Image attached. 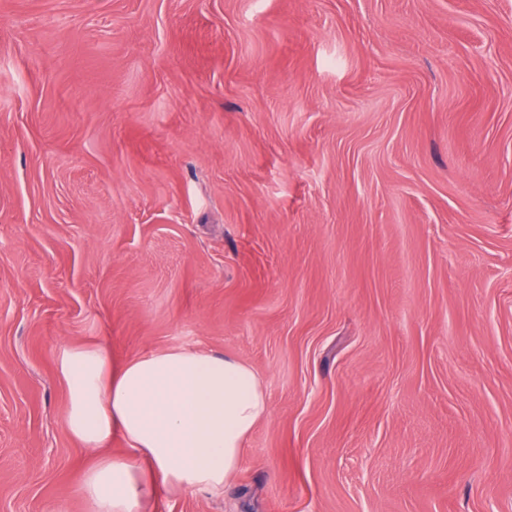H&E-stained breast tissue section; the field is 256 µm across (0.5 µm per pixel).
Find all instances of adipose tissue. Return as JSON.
Returning <instances> with one entry per match:
<instances>
[{
  "instance_id": "ef3b65f1",
  "label": "adipose tissue",
  "mask_w": 512,
  "mask_h": 512,
  "mask_svg": "<svg viewBox=\"0 0 512 512\" xmlns=\"http://www.w3.org/2000/svg\"><path fill=\"white\" fill-rule=\"evenodd\" d=\"M58 375L66 428L96 450L79 492L86 512H155L158 497L222 495L268 401L251 366L185 347L115 359L101 344L64 345ZM125 456L109 452L113 439Z\"/></svg>"
}]
</instances>
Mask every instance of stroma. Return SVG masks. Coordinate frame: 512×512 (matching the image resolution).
<instances>
[{
  "mask_svg": "<svg viewBox=\"0 0 512 512\" xmlns=\"http://www.w3.org/2000/svg\"><path fill=\"white\" fill-rule=\"evenodd\" d=\"M95 341L264 388L157 512H512V0H0V512Z\"/></svg>",
  "mask_w": 512,
  "mask_h": 512,
  "instance_id": "stroma-1",
  "label": "stroma"
}]
</instances>
